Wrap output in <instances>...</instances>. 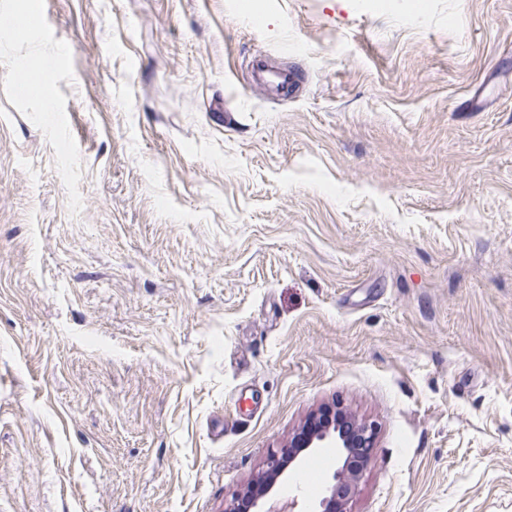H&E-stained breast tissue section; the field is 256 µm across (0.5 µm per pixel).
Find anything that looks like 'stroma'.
<instances>
[{
  "label": "stroma",
  "instance_id": "1",
  "mask_svg": "<svg viewBox=\"0 0 512 512\" xmlns=\"http://www.w3.org/2000/svg\"><path fill=\"white\" fill-rule=\"evenodd\" d=\"M336 406L348 512H512V0H0V512H224Z\"/></svg>",
  "mask_w": 512,
  "mask_h": 512
}]
</instances>
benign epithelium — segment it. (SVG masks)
<instances>
[{
    "label": "benign epithelium",
    "instance_id": "benign-epithelium-1",
    "mask_svg": "<svg viewBox=\"0 0 512 512\" xmlns=\"http://www.w3.org/2000/svg\"><path fill=\"white\" fill-rule=\"evenodd\" d=\"M355 428L357 437L354 438L340 421L308 427L296 433L288 447L271 452L257 477V481L264 485V493L256 501L257 512H293L295 502L291 501L288 508H282L274 489L286 479L287 470L301 455L320 448L336 450L343 463L333 474L332 483L327 486L326 495L319 502L318 512H347L346 506L355 495L358 484V474L348 469V459L354 448L365 449V459H370L376 437L375 427L371 423L357 422Z\"/></svg>",
    "mask_w": 512,
    "mask_h": 512
}]
</instances>
